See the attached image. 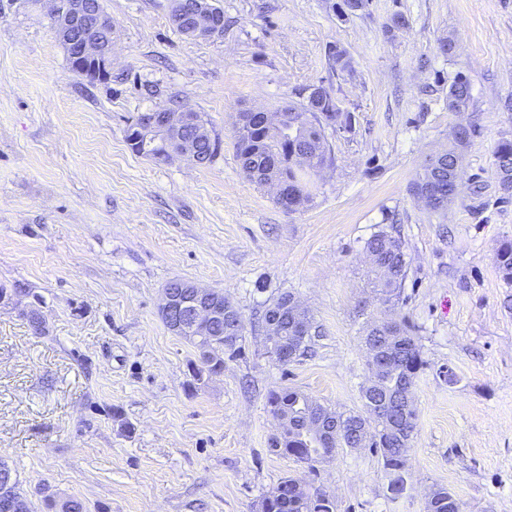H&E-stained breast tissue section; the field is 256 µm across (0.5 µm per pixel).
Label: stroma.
<instances>
[{
  "instance_id": "obj_1",
  "label": "stroma",
  "mask_w": 512,
  "mask_h": 512,
  "mask_svg": "<svg viewBox=\"0 0 512 512\" xmlns=\"http://www.w3.org/2000/svg\"><path fill=\"white\" fill-rule=\"evenodd\" d=\"M333 2L218 0L223 37L194 40L175 31L171 0H103L112 72L131 80L92 88L41 9L0 0V288L32 289L49 325L34 334L0 308V460L34 512H47V492L85 512H259L281 479L304 474L270 447L269 390L360 410L361 326L394 313L414 324L427 362L407 491L388 499L366 448L338 449L317 486L338 512H425L437 486L461 512H512V284L495 266L512 240V194L493 165L512 141V0H366L348 17ZM333 44L352 60L340 77L326 64ZM461 76L471 101L453 112ZM320 84L355 130L328 131L333 164L289 213L243 175L234 124ZM173 102L220 141L210 164L157 163L127 144L130 122ZM460 124L472 134L458 193L435 213L412 186ZM391 226L410 257L395 311L367 288L363 252ZM176 279L224 291L246 326L241 356L201 387L187 367L195 349L158 312ZM283 292L320 330L285 367L253 328ZM470 100V83L466 78H459L448 90V108L453 112L465 111Z\"/></svg>"
}]
</instances>
